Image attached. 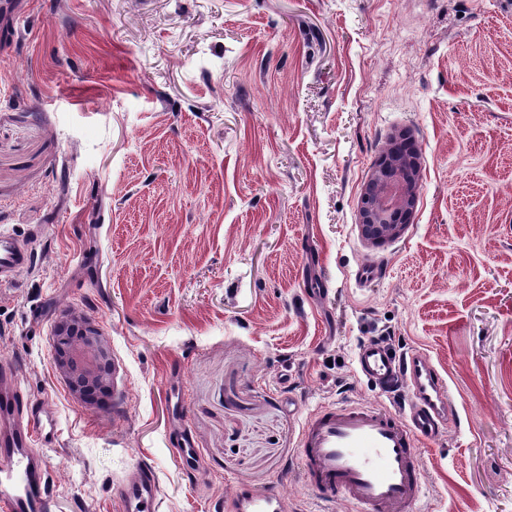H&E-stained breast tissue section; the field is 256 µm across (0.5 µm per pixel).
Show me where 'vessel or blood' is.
Instances as JSON below:
<instances>
[{
  "mask_svg": "<svg viewBox=\"0 0 512 512\" xmlns=\"http://www.w3.org/2000/svg\"><path fill=\"white\" fill-rule=\"evenodd\" d=\"M31 255L16 237L0 232V283L27 267ZM359 373L380 391L406 386L409 403L396 412L379 406H326L306 417L300 430L298 464L304 484L325 503L342 502L351 512H415L423 494L420 443L436 439L453 414L448 384L421 350L404 354L362 344ZM55 413L26 397L10 364L0 363V512H51L49 477L40 453L57 432ZM190 472L201 464L189 431L174 442ZM121 512H155L158 484L153 470L139 465L135 478L114 487ZM277 488H236L224 512H286Z\"/></svg>",
  "mask_w": 512,
  "mask_h": 512,
  "instance_id": "b4317fda",
  "label": "vessel or blood"
}]
</instances>
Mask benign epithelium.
<instances>
[{"label":"benign epithelium","instance_id":"7a95c632","mask_svg":"<svg viewBox=\"0 0 512 512\" xmlns=\"http://www.w3.org/2000/svg\"><path fill=\"white\" fill-rule=\"evenodd\" d=\"M422 187L423 158L413 131L395 127L361 187L357 220L367 246L383 247L404 235ZM54 335V367L69 393L95 406L112 398V351L100 329L86 316L68 311L56 320Z\"/></svg>","mask_w":512,"mask_h":512}]
</instances>
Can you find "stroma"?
I'll use <instances>...</instances> for the list:
<instances>
[{
  "instance_id": "35a3bbf8",
  "label": "stroma",
  "mask_w": 512,
  "mask_h": 512,
  "mask_svg": "<svg viewBox=\"0 0 512 512\" xmlns=\"http://www.w3.org/2000/svg\"><path fill=\"white\" fill-rule=\"evenodd\" d=\"M0 13V360L59 432L54 512H219L234 486L324 512L299 432L376 341L426 352L456 416L422 449L418 512H512V0H12ZM425 158L417 210L373 249L360 190L390 130ZM108 337L118 407L74 399L53 327ZM193 433L199 477L171 449ZM30 262L31 254L25 245L13 235L0 232V283L8 281ZM113 494L122 512H155L158 484L153 470L140 464L137 476L117 483Z\"/></svg>"
}]
</instances>
